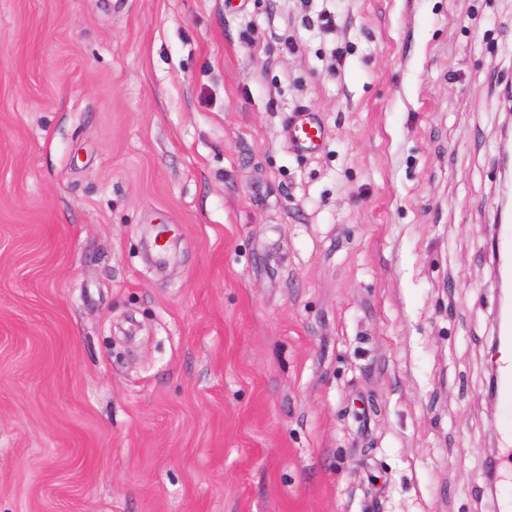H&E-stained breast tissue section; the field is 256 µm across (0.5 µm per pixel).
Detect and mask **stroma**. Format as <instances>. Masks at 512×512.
<instances>
[{"mask_svg":"<svg viewBox=\"0 0 512 512\" xmlns=\"http://www.w3.org/2000/svg\"><path fill=\"white\" fill-rule=\"evenodd\" d=\"M495 75L512 0H0V512H499ZM314 130V133H311ZM324 138L321 124L308 114L297 115L288 129V143L295 151L309 152L318 149Z\"/></svg>","mask_w":512,"mask_h":512,"instance_id":"35a3bbf8","label":"stroma"}]
</instances>
